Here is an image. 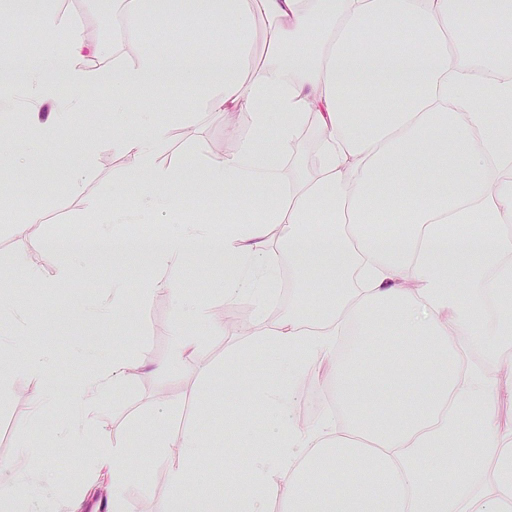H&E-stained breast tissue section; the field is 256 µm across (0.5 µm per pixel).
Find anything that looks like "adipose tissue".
Returning <instances> with one entry per match:
<instances>
[{"label":"adipose tissue","instance_id":"1","mask_svg":"<svg viewBox=\"0 0 512 512\" xmlns=\"http://www.w3.org/2000/svg\"><path fill=\"white\" fill-rule=\"evenodd\" d=\"M174 11L203 15L224 55L202 78L183 47L174 61L143 51L134 64L99 73L117 109L132 99L143 104L141 129L117 147L134 175L165 191L142 208L120 201L105 212L94 202L91 210L105 225L178 210L172 173L154 164L166 128L148 106L175 77L211 110L251 118L253 138L233 156L210 161L206 184L269 191L262 204L230 218L221 250L241 259L248 274L225 283V299L259 280L274 283L284 262L305 283L310 255L323 260L334 288L319 307L294 302L256 346L289 386L257 392L270 409L266 433L276 446L253 459L246 483L228 495L230 507L269 512L277 499L286 512H512V428L497 420L499 380L460 368L469 347L512 345V311L505 307L512 234L502 230L512 219V114L501 113L492 128L484 122L488 105L512 103V69L493 86L483 80L512 45V0H124L115 24L137 43L157 16ZM63 40L64 52L50 66L31 69L28 127L37 140L67 124L66 113L41 110L50 96L47 69L66 70L72 83L88 78L70 66L82 41L69 31ZM270 100L281 121L269 140ZM309 122L320 131L314 169L279 190V163ZM273 224L284 227L283 248L268 242ZM207 238L200 224L165 236L157 273L140 284L143 295L168 292L190 318L204 319L203 308L179 295L164 272ZM379 313L390 314L394 332L407 341L398 357L378 351ZM348 327L360 344L334 368L340 416L299 429L291 401L311 369L296 353L325 360ZM135 362L154 368L146 353L132 358L116 350L68 394L74 417L64 444L96 441L113 512H134L133 478L123 441L109 438L95 417L100 396L121 392ZM466 408L482 421L476 448L459 442ZM146 433L172 489L162 512H200L186 491V464L199 457V437L187 432L174 441L151 426ZM458 465L465 475L452 491L448 470ZM324 468L340 478L333 490L313 487Z\"/></svg>","mask_w":512,"mask_h":512}]
</instances>
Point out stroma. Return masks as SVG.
Wrapping results in <instances>:
<instances>
[{"instance_id":"obj_1","label":"stroma","mask_w":512,"mask_h":512,"mask_svg":"<svg viewBox=\"0 0 512 512\" xmlns=\"http://www.w3.org/2000/svg\"><path fill=\"white\" fill-rule=\"evenodd\" d=\"M15 0H0V54L30 55L39 60L45 42L24 44L25 30L13 29L7 19ZM37 9L56 8L65 26L76 32L89 51L73 62L75 68L96 71L115 59L127 58L123 37L112 27V15L122 8L121 0H35ZM155 35L157 52L165 53L178 43L191 44L196 54L220 53L222 43L198 41L205 23L199 16L170 15L158 18ZM11 105H0V138L11 140L12 150L0 153V295L8 303L0 310V364L9 366L25 352L42 353L47 373L57 378V398L41 414L32 407L39 398L44 377L28 372L12 376V394L0 401V462L11 470L0 472V482L12 484L20 472L37 470L53 478L52 496L59 512H67L70 502L82 499L85 512H112L94 498L89 465L96 453L93 443L81 448L51 447L53 425L65 423L71 414L67 402L71 380L91 371L93 358L111 356L114 349L135 352L146 348L157 362L168 361L176 332L184 331L198 340L193 355L174 364L167 374L157 376L136 371L129 388L106 395L100 402L98 426L118 432L141 468L146 480L134 487L136 512H160L172 491L162 464L155 462V450L143 439L140 428L156 416H166L171 439L185 431L199 434L202 448L200 466L187 489L196 495L201 512H216L224 498V474L228 467H240L242 458H254V448H245L232 431L243 413L266 416L265 407L254 400L256 390L270 383V376L258 377L250 363L237 352L253 343L254 330L273 324L276 311L259 309L252 293L234 300L224 298V283L230 271L223 261L191 248L175 278L187 299L203 302L209 318L190 319L164 292L146 298L139 288L155 264L147 254L101 249L70 260L58 256V237L91 238L99 225L89 208L98 202L111 208L114 188H121L125 203L140 199L144 183L130 173V160L113 146L117 134L129 135L138 129V102L127 111L112 109V96L99 92L96 84L71 86L70 97L83 107L63 134L31 144L23 121L31 108L27 84L15 85ZM178 109L193 112L182 134L167 135L155 163L176 173L183 187L201 177L217 144L238 149L252 134L246 113L226 119L192 99L178 82L168 87ZM39 211L43 220L27 221L30 211ZM126 284L123 301L115 315L91 317L89 311L112 293V282ZM242 313V324L226 329L223 335L209 332V323ZM81 342L85 354L76 356L74 342ZM466 365L501 371L502 398L499 419L512 427V374L503 373L512 364V349L490 358L483 348H471ZM333 365L321 362L313 379L298 387L293 405L298 426L312 429L325 418L324 404L333 390Z\"/></svg>"}]
</instances>
